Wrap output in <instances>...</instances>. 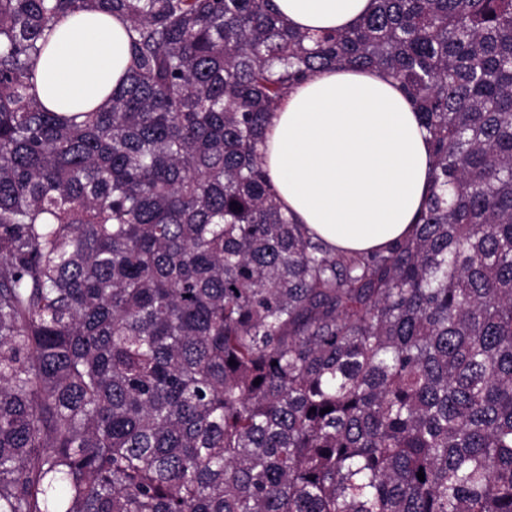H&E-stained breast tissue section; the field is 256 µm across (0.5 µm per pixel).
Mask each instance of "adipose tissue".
<instances>
[{"instance_id":"1","label":"adipose tissue","mask_w":512,"mask_h":512,"mask_svg":"<svg viewBox=\"0 0 512 512\" xmlns=\"http://www.w3.org/2000/svg\"><path fill=\"white\" fill-rule=\"evenodd\" d=\"M289 28H353L374 0H273ZM129 43L122 19L100 12L60 18L35 66L39 100L62 114L103 105L123 82ZM271 188L327 248L366 252L411 235L433 158L409 99L376 69L328 67L292 87L264 131Z\"/></svg>"}]
</instances>
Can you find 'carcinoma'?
Returning <instances> with one entry per match:
<instances>
[{
	"label": "carcinoma",
	"mask_w": 512,
	"mask_h": 512,
	"mask_svg": "<svg viewBox=\"0 0 512 512\" xmlns=\"http://www.w3.org/2000/svg\"><path fill=\"white\" fill-rule=\"evenodd\" d=\"M271 2L0 0V512H512V0L316 35ZM80 11L125 19L130 62L67 117L33 69ZM332 65L430 134L417 229L371 255L264 170Z\"/></svg>",
	"instance_id": "1"
}]
</instances>
